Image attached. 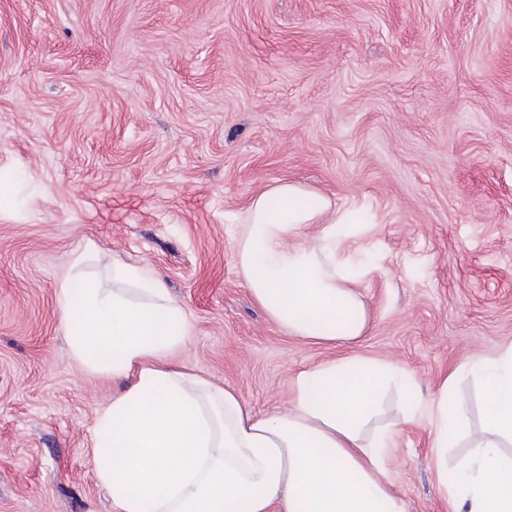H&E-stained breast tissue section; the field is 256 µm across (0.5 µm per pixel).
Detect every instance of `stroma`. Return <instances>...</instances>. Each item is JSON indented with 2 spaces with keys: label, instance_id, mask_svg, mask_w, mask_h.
Returning <instances> with one entry per match:
<instances>
[{
  "label": "stroma",
  "instance_id": "stroma-1",
  "mask_svg": "<svg viewBox=\"0 0 512 512\" xmlns=\"http://www.w3.org/2000/svg\"><path fill=\"white\" fill-rule=\"evenodd\" d=\"M279 182L371 216L357 343L286 335L238 275L235 217ZM115 259L183 309L174 362L254 411L334 357L415 377L389 420L456 375V466L484 425L463 364L512 344V0H0V512H112L122 383L70 357L58 290ZM430 443L397 438L409 512H448Z\"/></svg>",
  "mask_w": 512,
  "mask_h": 512
}]
</instances>
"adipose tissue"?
<instances>
[{"instance_id": "adipose-tissue-1", "label": "adipose tissue", "mask_w": 512, "mask_h": 512, "mask_svg": "<svg viewBox=\"0 0 512 512\" xmlns=\"http://www.w3.org/2000/svg\"><path fill=\"white\" fill-rule=\"evenodd\" d=\"M354 211L300 184H275L238 220V274L268 319L286 334L355 342L368 314L346 242ZM64 317L79 328L71 357L123 381L97 414L96 478L113 512H408L394 488L391 450L397 423L375 424V398L387 379L413 387L393 362L343 357L298 372L291 400L258 415L229 387L169 358L190 335L182 308L162 281L112 263V285L86 280L59 290ZM484 386L486 437L456 477L448 475L456 410L451 381L417 401L404 423L434 435L443 496L462 512H512V346L469 363Z\"/></svg>"}]
</instances>
